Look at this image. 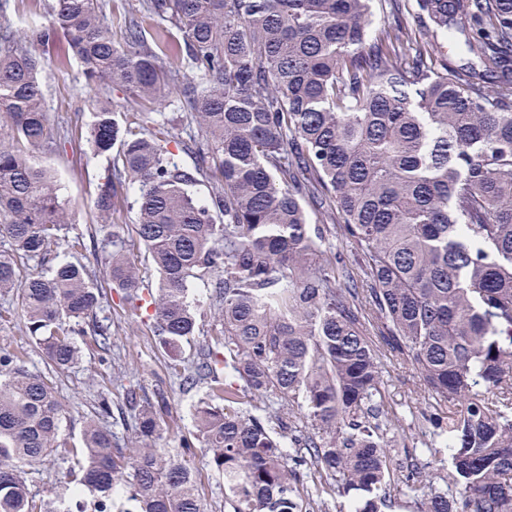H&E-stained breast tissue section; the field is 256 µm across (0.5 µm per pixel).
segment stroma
Listing matches in <instances>:
<instances>
[{"instance_id": "1", "label": "stroma", "mask_w": 512, "mask_h": 512, "mask_svg": "<svg viewBox=\"0 0 512 512\" xmlns=\"http://www.w3.org/2000/svg\"><path fill=\"white\" fill-rule=\"evenodd\" d=\"M51 2L0 0V11L4 12L13 30L23 35L44 23ZM105 11L112 21V39L117 46H124V24L126 19L133 17L147 30L169 29L164 61L174 64L180 60V32L170 28L168 21L145 14L140 0H105ZM36 51L53 61L51 67L40 72L39 80L44 107L63 143L58 148L44 146L33 150L31 160L55 176L60 197L70 213V236H94L100 251H108L113 225H120L122 233H129L136 222V208L133 192L126 190L119 198L110 222H103L97 214V185L110 171L107 157L94 153L84 139L97 103H109L113 111L120 114L159 111L161 120L183 139L196 134V125L190 113L178 108L176 97H169L166 106L159 108L136 100L118 86L103 90L88 86L80 63L66 58L64 42L40 45ZM111 305L110 356H101L92 339L84 338L79 363L57 378L58 394L65 408L61 424L63 438L69 447H81L84 422L95 416L100 391H109L112 406L117 409L124 406L125 389L130 386L143 399L152 398L156 390L165 391L174 421L160 439V446L176 448L183 439H194L191 405L197 397L196 392L182 391L145 313L116 299ZM5 306L10 312L0 317V349L24 353L30 371L47 372L48 366L16 307L15 299L0 296V308ZM381 359L384 365L382 392L387 413L378 419L380 429L387 436L398 439L400 462L409 467L426 468L430 458L422 448L429 434L418 428L412 416L427 408L428 396L415 370L403 358L386 351ZM299 501L307 512H345L349 498L338 492L334 480L321 477L312 468L299 488Z\"/></svg>"}]
</instances>
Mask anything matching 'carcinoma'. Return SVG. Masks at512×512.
<instances>
[{"instance_id":"1","label":"carcinoma","mask_w":512,"mask_h":512,"mask_svg":"<svg viewBox=\"0 0 512 512\" xmlns=\"http://www.w3.org/2000/svg\"><path fill=\"white\" fill-rule=\"evenodd\" d=\"M181 33L194 75L171 71L181 108L198 126L187 168L168 148L175 135L145 116L93 113L89 145L112 156L97 186L100 218L117 188H137L134 233L158 274L141 288L130 241L112 232L103 276L172 354L186 392L205 394L192 415L207 464L224 476L233 512H302L297 484L309 462L353 494L347 512L391 507L398 442L369 416L381 413L379 339L417 372L432 399V471L418 512H512V0H409L392 25L375 23L374 0H145ZM63 37L87 83L121 86L161 104L165 31L125 29L112 41L100 0H53L46 23L24 38L0 24V295L18 301L53 372L72 368L78 338L110 350L112 323L95 317L103 295L86 266L58 259L69 213L52 174L29 152L53 139L32 49ZM461 37L476 59L448 62ZM214 184L211 202L192 192ZM342 219L369 282L365 301L341 257L322 249ZM32 258L38 272L26 270ZM206 284L221 335L183 364ZM249 395L254 412L240 408ZM305 411L313 433H277L267 396ZM64 405L53 377L0 352V512H73L29 489L25 465H66L70 498L89 491L95 512H206L197 453L157 441L170 428L163 391L134 415L131 445L95 419L81 448L60 441ZM448 451L450 465L441 458ZM134 503L127 509L122 496Z\"/></svg>"}]
</instances>
